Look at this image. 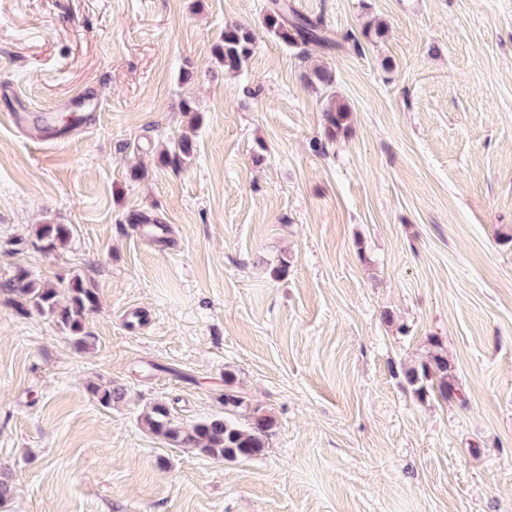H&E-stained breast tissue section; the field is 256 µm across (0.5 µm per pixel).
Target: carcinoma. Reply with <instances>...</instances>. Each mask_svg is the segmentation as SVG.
Returning <instances> with one entry per match:
<instances>
[{
  "instance_id": "obj_1",
  "label": "carcinoma",
  "mask_w": 512,
  "mask_h": 512,
  "mask_svg": "<svg viewBox=\"0 0 512 512\" xmlns=\"http://www.w3.org/2000/svg\"><path fill=\"white\" fill-rule=\"evenodd\" d=\"M264 24L270 35L289 46L313 44L330 48L336 45L320 23L298 15L289 0H272V8ZM254 46L255 36L251 29L227 26L213 54L225 70L237 71L251 56ZM349 118L347 104L333 95L329 96L324 113L327 138L332 141L344 132ZM192 152V142L184 137L174 143L172 153L166 154L164 160L175 162ZM70 234L71 230L66 224H40L36 229V238L46 251L64 246ZM11 291L18 297V305L22 309L30 308L50 318L77 347L84 348L90 344V336L85 332V320L96 307L98 296L96 290L80 276H72L68 284L62 287L37 282L29 278L28 272L20 270ZM436 347L428 361L407 370L409 384L417 387L419 392L429 387L445 401L465 402L466 392L448 367L442 343H436ZM88 390L104 407H110L124 397V389L119 386L91 384ZM219 402L224 406V414L190 425L173 420L165 404L154 402L142 411L140 422L168 445L191 448L214 459H251L263 455L269 439L275 433L274 417L261 407L250 405L244 397L229 388L224 389Z\"/></svg>"
}]
</instances>
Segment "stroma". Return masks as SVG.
I'll use <instances>...</instances> for the list:
<instances>
[{"mask_svg": "<svg viewBox=\"0 0 512 512\" xmlns=\"http://www.w3.org/2000/svg\"><path fill=\"white\" fill-rule=\"evenodd\" d=\"M290 2L337 48L268 34L272 0H0V512H512V0ZM234 24L256 43L228 72ZM84 88L76 138L9 118ZM22 269L96 289L88 350L15 305ZM437 339L466 403L406 379ZM228 386L277 422L261 457L139 421L222 413ZM255 36L251 29L241 26H227L219 44L213 50L217 61L229 72L241 68L252 54ZM324 112L326 136L328 140L333 141L347 128L350 109L341 99H335V96L331 95ZM71 234L65 224H41L36 229V238L46 251H53L65 245Z\"/></svg>", "mask_w": 512, "mask_h": 512, "instance_id": "obj_1", "label": "stroma"}]
</instances>
